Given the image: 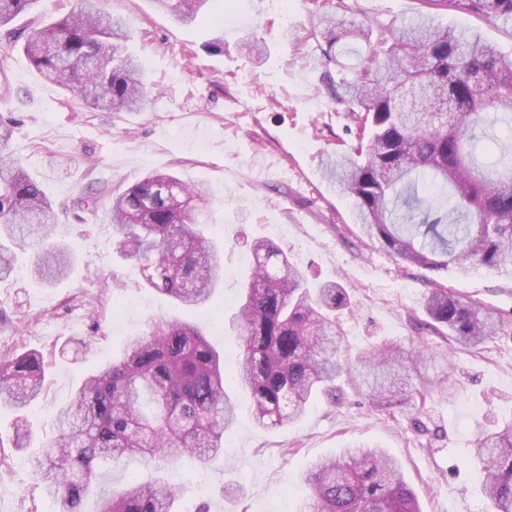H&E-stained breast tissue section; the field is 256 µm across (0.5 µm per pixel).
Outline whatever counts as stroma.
I'll return each instance as SVG.
<instances>
[{"mask_svg": "<svg viewBox=\"0 0 512 512\" xmlns=\"http://www.w3.org/2000/svg\"><path fill=\"white\" fill-rule=\"evenodd\" d=\"M340 21L398 25L419 0H331ZM123 17L130 49L141 59L148 98L138 112H89L42 80L22 49L0 56V117L11 120V151L43 187L59 213L55 239L75 265L52 286L31 275L33 249L15 250L10 281L0 283V358L42 354L44 390L24 411L28 451L14 448L16 413L0 406V512H62L27 461L51 436L54 419L82 379L119 354L127 337L177 318L200 326L223 352L236 357L231 318L251 266L254 240L287 247L311 283L335 281L349 294L337 314L340 356L355 363L366 350L424 346L449 355L422 368L413 385L452 373L451 391L397 396L377 406L348 377L338 399L314 398L303 417L277 430L255 425L249 396L227 379L237 419L224 434L222 455L177 465H103L87 512L100 493L130 480L163 479L177 492L179 512H298L312 462L353 443L384 448L415 491L422 512H491L483 491L478 435L512 426V276L483 268L461 273L411 266L371 246L353 221L349 195L322 175L321 160L338 143L353 144L349 106L321 81L324 71L355 74L359 57L337 44L328 61L310 31L315 0H207L196 22L175 24L153 0H99ZM443 26L469 27L512 55V32L479 17L439 8ZM223 37V52L211 44ZM264 40L262 56L244 39ZM150 172H166L201 186L209 205L201 227L224 250V278L205 308L176 305L146 286L137 265L117 252L102 198L96 213L75 203L88 187L122 190ZM478 300L505 329L476 346L448 343L433 332L422 304L432 283ZM241 489L238 497L225 486Z\"/></svg>", "mask_w": 512, "mask_h": 512, "instance_id": "stroma-1", "label": "stroma"}]
</instances>
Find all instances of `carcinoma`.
<instances>
[{
	"label": "carcinoma",
	"instance_id": "cac0c4a2",
	"mask_svg": "<svg viewBox=\"0 0 512 512\" xmlns=\"http://www.w3.org/2000/svg\"><path fill=\"white\" fill-rule=\"evenodd\" d=\"M98 0H76L54 20L9 27L38 0H0V52L23 43L40 77L98 112H138L144 71L128 49L124 20L102 13ZM172 19L191 24L206 0H155ZM403 24L345 26L316 12L313 35L329 54L340 41L366 43L360 70L349 79L323 80L350 105L356 144L327 158L325 177L352 199L354 219L369 243L423 269L466 273L480 266L512 273V145L495 126L512 129V58L478 32L442 27L423 9L446 7L512 30V0H420ZM13 128L0 120V283L10 280L11 246L35 249L32 273L51 284L71 265L53 239L54 205L40 184L4 153ZM204 195L170 174L151 172L112 196L105 188L80 204L94 211L112 196L110 219L119 252L142 268L145 283L184 306L201 308L224 273V253L197 229L196 215L171 202ZM232 319L238 338L237 380L264 429L304 414L321 393L336 400L332 383L342 372L336 311L344 288L311 289L288 252L262 239ZM426 311L448 329V340L476 346L502 329L482 303L430 289ZM447 355L428 349L379 347L359 360L355 378L378 404L407 390L412 374ZM44 367L35 352L0 361V405L26 408L43 390ZM236 406L224 389V359L195 325L178 319L128 338L122 355L87 376L60 411L54 435L32 459L44 490L63 512L82 504L104 462L158 458L179 463L224 451V432ZM485 464L484 492L492 512H512V428L477 439ZM310 494L301 512H420L396 460L381 448L356 445L313 463ZM176 491L158 480L128 482L103 494L97 512H175Z\"/></svg>",
	"mask_w": 512,
	"mask_h": 512
}]
</instances>
